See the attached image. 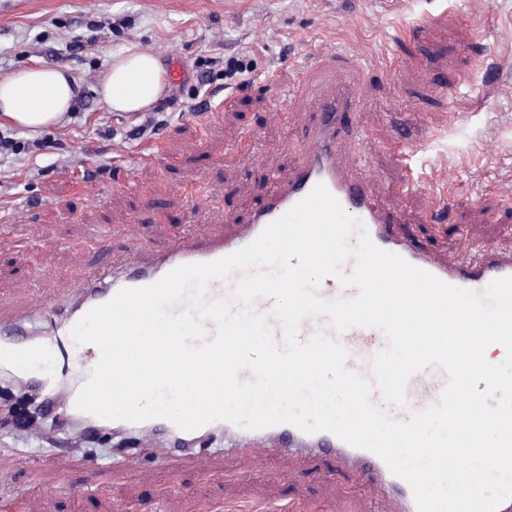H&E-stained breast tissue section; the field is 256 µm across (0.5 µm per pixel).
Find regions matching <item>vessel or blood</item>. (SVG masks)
Listing matches in <instances>:
<instances>
[{
	"label": "vessel or blood",
	"mask_w": 512,
	"mask_h": 512,
	"mask_svg": "<svg viewBox=\"0 0 512 512\" xmlns=\"http://www.w3.org/2000/svg\"><path fill=\"white\" fill-rule=\"evenodd\" d=\"M356 108L353 87L348 82L340 83L335 94L322 100L307 130L306 153L301 166L234 234L188 238L152 259L146 258L144 249L138 246L124 254L117 265L113 264L108 249H101L99 272L81 280L80 295L73 301L47 283L22 301L0 296V367L13 372L19 380L35 379L48 386L51 399L43 411L45 425L68 429L70 439L75 443L83 442L89 436L104 437L109 430H121L176 436L192 441L194 451L198 452L208 435L220 432L228 446L247 442L252 456L257 459L272 451L329 453L377 486L390 502V512H417L409 484L392 474L379 456L353 447L327 431L310 434L286 423L247 430L227 421H215L186 431L164 418L138 423L106 420L76 407L78 393L100 358L96 345L75 343L70 335L73 326L89 310L109 302L121 289L153 284L178 266L212 262L240 250L320 183L348 214L364 224L377 247L400 255L447 284L480 292L492 280L512 276V253L487 249L460 260H451L419 246L396 229L392 215L373 196L368 180L361 175L339 132L338 116ZM242 276V271L237 270L226 278L212 281L205 292L206 300L231 297ZM339 278L325 277L317 288L318 295L326 300L356 296L357 288L343 287ZM60 312L65 318L54 335L40 336L27 327L31 320ZM335 339L349 353L347 368L366 377L372 374L374 355L387 344L384 332L377 328H352L336 334ZM446 383V373L436 366L414 374L407 384L406 406H385L387 414L401 421L407 420L411 412L436 403ZM174 452L175 447L170 444L155 449L152 457L146 459L132 448L108 469H100L93 462L89 470L104 472L108 477L143 475L167 466ZM22 476L27 478L36 497L42 500H54L72 487L67 469H57L49 476L32 461L22 470L12 464L0 463L1 488L15 486Z\"/></svg>",
	"instance_id": "b4317fda"
}]
</instances>
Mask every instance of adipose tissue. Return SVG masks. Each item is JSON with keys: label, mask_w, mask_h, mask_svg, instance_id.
Wrapping results in <instances>:
<instances>
[{"label": "adipose tissue", "mask_w": 512, "mask_h": 512, "mask_svg": "<svg viewBox=\"0 0 512 512\" xmlns=\"http://www.w3.org/2000/svg\"><path fill=\"white\" fill-rule=\"evenodd\" d=\"M166 74L151 54L129 50L113 56L100 78V95L113 112H142L162 94ZM77 81L70 70L35 65L0 79V118L32 131L64 122L75 103Z\"/></svg>", "instance_id": "ef3b65f1"}]
</instances>
